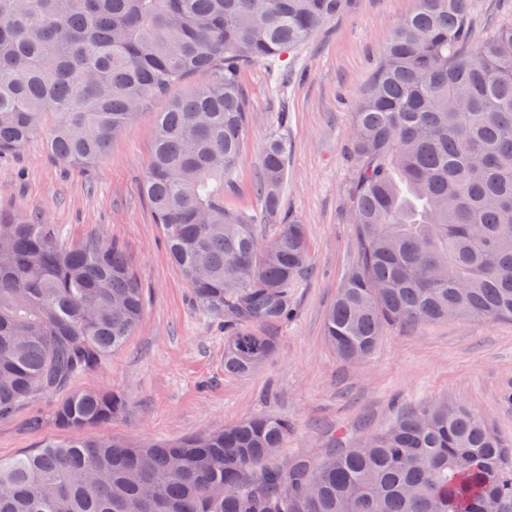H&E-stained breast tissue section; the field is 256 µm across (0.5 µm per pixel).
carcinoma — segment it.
I'll use <instances>...</instances> for the list:
<instances>
[{
    "label": "carcinoma",
    "mask_w": 512,
    "mask_h": 512,
    "mask_svg": "<svg viewBox=\"0 0 512 512\" xmlns=\"http://www.w3.org/2000/svg\"><path fill=\"white\" fill-rule=\"evenodd\" d=\"M348 0H0V155L32 138L88 164L146 100L208 82L158 113L143 188L171 261L224 321V372L277 349L257 330L288 321L310 265L305 225L280 216L288 143L264 148L257 193L277 223L224 204L248 123L243 67L280 58ZM467 0H420L394 28L353 113L359 263L325 319L345 361L385 329L464 316L512 321V26L470 46ZM144 295L100 238L0 213V417L64 390L121 350ZM115 391L69 394L52 420L72 436L0 460V512H512V442L468 408L435 400L359 443L272 465L288 419L250 420L132 446L80 432L121 414Z\"/></svg>",
    "instance_id": "obj_1"
}]
</instances>
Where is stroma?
Segmentation results:
<instances>
[{
  "mask_svg": "<svg viewBox=\"0 0 512 512\" xmlns=\"http://www.w3.org/2000/svg\"><path fill=\"white\" fill-rule=\"evenodd\" d=\"M419 0H351L336 19L288 54L282 65L256 63L241 74L249 104L237 169L224 186L228 207L249 211L262 240L276 226L252 186L261 155L280 127L288 129L287 177L281 214L305 224L312 255L293 290V316L273 327L276 353L239 377L224 372V331L200 310L171 262L159 224L142 191L157 116V97L88 165L50 157L41 139L0 156V212L47 217L64 246L92 238L116 242L144 292L141 321L125 347L68 391L31 400L0 419V458L9 460L65 433L51 420L67 392L113 390L126 411L86 429L138 445L174 441L275 414L292 424L277 458L317 459L336 434L361 440L384 429L402 408L445 398L485 416L512 439V321L464 317L411 330L387 329L366 361L341 360L324 335L336 290L358 261L351 189L355 173L353 114L382 61L394 25ZM474 41L512 25V0H469ZM44 419L40 429L29 420Z\"/></svg>",
  "mask_w": 512,
  "mask_h": 512,
  "instance_id": "35a3bbf8",
  "label": "stroma"
}]
</instances>
